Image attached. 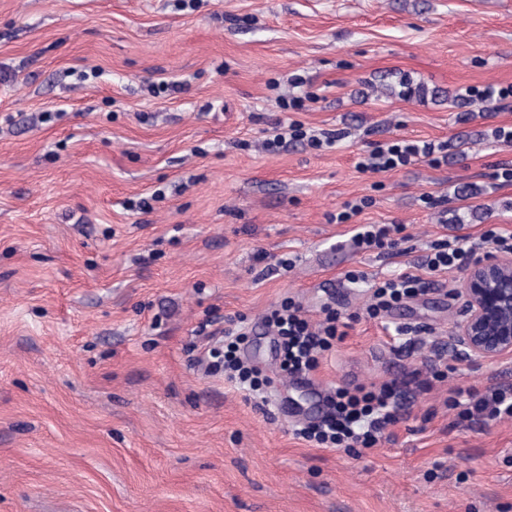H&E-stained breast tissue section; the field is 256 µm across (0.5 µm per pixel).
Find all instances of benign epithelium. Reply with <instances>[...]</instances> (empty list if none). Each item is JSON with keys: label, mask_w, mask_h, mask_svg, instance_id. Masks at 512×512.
I'll return each instance as SVG.
<instances>
[{"label": "benign epithelium", "mask_w": 512, "mask_h": 512, "mask_svg": "<svg viewBox=\"0 0 512 512\" xmlns=\"http://www.w3.org/2000/svg\"><path fill=\"white\" fill-rule=\"evenodd\" d=\"M457 292L460 317L448 337L455 351L487 364L512 357V252L470 264Z\"/></svg>", "instance_id": "1"}]
</instances>
